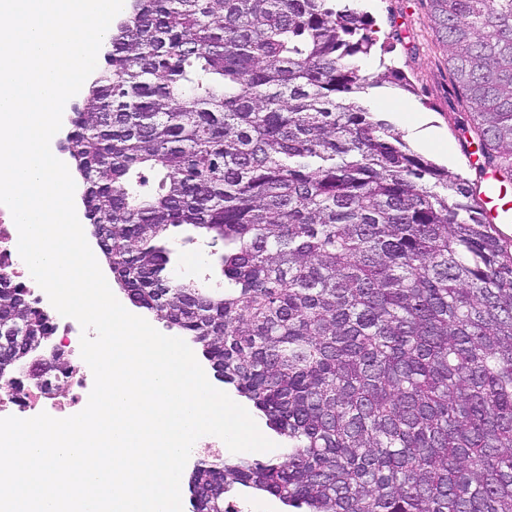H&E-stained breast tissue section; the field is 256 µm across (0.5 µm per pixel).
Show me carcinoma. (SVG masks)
Instances as JSON below:
<instances>
[{"label":"carcinoma","instance_id":"carcinoma-1","mask_svg":"<svg viewBox=\"0 0 512 512\" xmlns=\"http://www.w3.org/2000/svg\"><path fill=\"white\" fill-rule=\"evenodd\" d=\"M484 163L512 181V0H429ZM344 0H130L73 112L85 217L132 305L201 346L288 459L201 462L191 512L236 487L298 512H512V239L474 183L363 106ZM155 173L148 187L144 170ZM190 226L224 288L174 282ZM0 379L54 327L0 288Z\"/></svg>","mask_w":512,"mask_h":512}]
</instances>
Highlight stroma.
I'll return each instance as SVG.
<instances>
[{"mask_svg": "<svg viewBox=\"0 0 512 512\" xmlns=\"http://www.w3.org/2000/svg\"><path fill=\"white\" fill-rule=\"evenodd\" d=\"M355 9L368 12L378 38L397 33L390 56L411 80L413 91L383 84L370 88L364 104L376 117L387 120L395 133L422 156L470 181L478 174L462 151V135L471 119L468 103L456 92L448 70L446 52L430 16L428 0H355ZM411 105L425 122L414 132L403 128L400 108ZM168 267L170 276L202 288L223 285L220 256L223 246H209L194 229H178Z\"/></svg>", "mask_w": 512, "mask_h": 512, "instance_id": "35a3bbf8", "label": "stroma"}]
</instances>
